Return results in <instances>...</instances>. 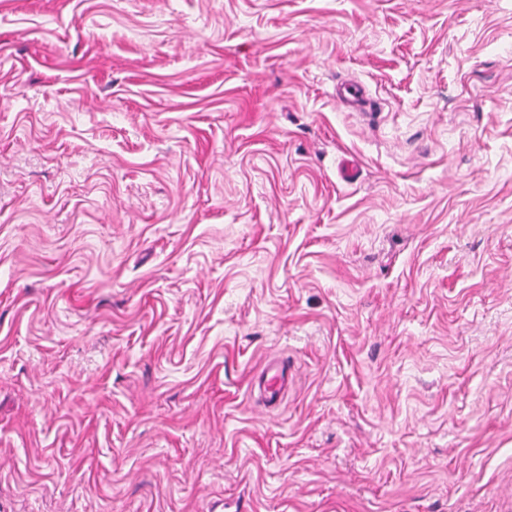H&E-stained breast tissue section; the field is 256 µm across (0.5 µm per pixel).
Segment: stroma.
<instances>
[{
	"label": "stroma",
	"instance_id": "stroma-1",
	"mask_svg": "<svg viewBox=\"0 0 512 512\" xmlns=\"http://www.w3.org/2000/svg\"><path fill=\"white\" fill-rule=\"evenodd\" d=\"M0 512H512V0H0ZM259 383H262L266 399L269 402L277 401L285 385L284 370L279 367L268 365L266 372L261 377Z\"/></svg>",
	"mask_w": 512,
	"mask_h": 512
}]
</instances>
